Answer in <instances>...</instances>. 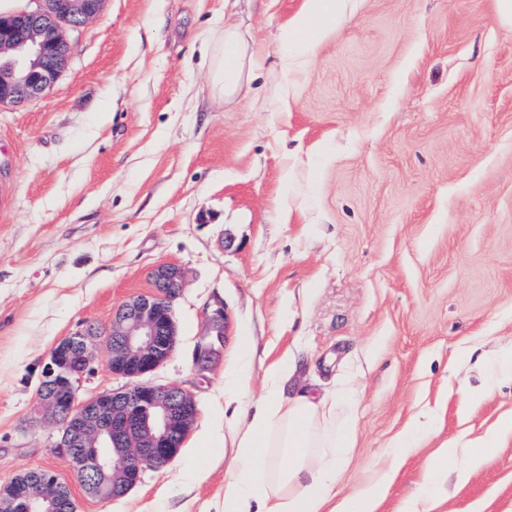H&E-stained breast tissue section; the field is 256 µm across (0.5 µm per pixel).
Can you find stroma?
<instances>
[{
  "mask_svg": "<svg viewBox=\"0 0 512 512\" xmlns=\"http://www.w3.org/2000/svg\"><path fill=\"white\" fill-rule=\"evenodd\" d=\"M303 2L104 0L67 32L54 87L0 106V484L49 468L77 512H218L237 450L194 444L247 349L254 396L287 354L286 393L357 380L337 493L392 471L378 512L417 493L441 444L512 415L511 382L468 405L456 392L512 341V26L495 0H346L289 65L279 38ZM221 23L258 62L231 104L201 54ZM160 264L186 278L176 350L149 379L192 391L198 417L177 458L102 501L57 428L26 418L54 346L108 327ZM218 300L227 335L200 377ZM420 414L434 438L394 460ZM440 512H512V438Z\"/></svg>",
  "mask_w": 512,
  "mask_h": 512,
  "instance_id": "35a3bbf8",
  "label": "stroma"
}]
</instances>
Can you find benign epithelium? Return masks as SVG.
<instances>
[{
	"label": "benign epithelium",
	"mask_w": 512,
	"mask_h": 512,
	"mask_svg": "<svg viewBox=\"0 0 512 512\" xmlns=\"http://www.w3.org/2000/svg\"><path fill=\"white\" fill-rule=\"evenodd\" d=\"M32 2V8L0 13V105L34 100L53 88L69 57L64 29L81 30L99 14L103 0ZM151 279L152 291L122 302L106 331L86 327L55 346L42 370L43 392L30 410L31 424L59 426L55 448L76 463L77 472L95 473L89 490L101 500L126 495L146 470L173 461L198 414L191 391L142 381L174 351L172 304L185 273L160 265ZM226 331L224 304L218 301L207 311L208 341L192 356L197 373L219 357ZM101 343L112 374L128 383L79 402L77 384ZM57 482L52 472L38 483L18 474L0 484V512H75L72 498L53 492Z\"/></svg>",
	"instance_id": "benign-epithelium-1"
}]
</instances>
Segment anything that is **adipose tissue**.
Wrapping results in <instances>:
<instances>
[{"label":"adipose tissue","mask_w":512,"mask_h":512,"mask_svg":"<svg viewBox=\"0 0 512 512\" xmlns=\"http://www.w3.org/2000/svg\"><path fill=\"white\" fill-rule=\"evenodd\" d=\"M344 18L340 0H306L305 9L287 28L285 59L304 55L313 41ZM208 87L213 99L230 103L250 81L256 62L240 32L225 26L206 39ZM490 374L482 390L460 385L464 402L490 395L499 383L512 380V349L481 356ZM295 368L282 358L269 370L263 394L244 400L248 364L239 361L224 384V408L236 425L235 470L224 486L223 512H376L390 483L389 475L367 481L355 493L337 497L340 470L354 446L357 388L285 396L283 383ZM512 435V418L478 440L439 448L427 461L421 489L402 512H437L443 501L439 487L452 480L462 489L471 476L495 457L502 440Z\"/></svg>","instance_id":"adipose-tissue-1"}]
</instances>
